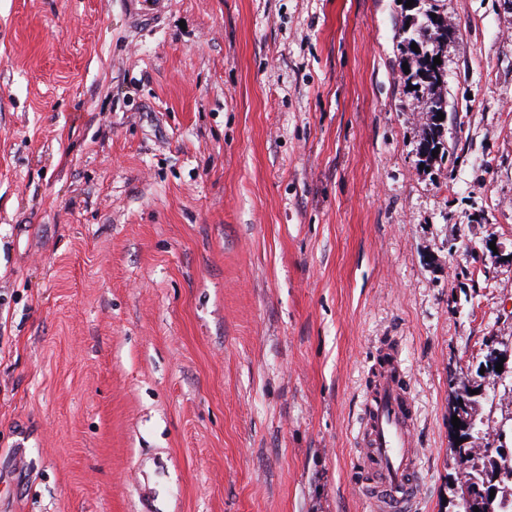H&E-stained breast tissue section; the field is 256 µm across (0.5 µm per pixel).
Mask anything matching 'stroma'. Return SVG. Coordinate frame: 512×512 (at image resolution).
<instances>
[{"mask_svg":"<svg viewBox=\"0 0 512 512\" xmlns=\"http://www.w3.org/2000/svg\"><path fill=\"white\" fill-rule=\"evenodd\" d=\"M445 12L424 170L397 0H0V512H368L387 343L463 512L457 391L512 450V0Z\"/></svg>","mask_w":512,"mask_h":512,"instance_id":"35a3bbf8","label":"stroma"}]
</instances>
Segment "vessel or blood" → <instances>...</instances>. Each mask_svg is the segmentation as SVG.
Instances as JSON below:
<instances>
[{
  "label": "vessel or blood",
  "instance_id": "1",
  "mask_svg": "<svg viewBox=\"0 0 512 512\" xmlns=\"http://www.w3.org/2000/svg\"><path fill=\"white\" fill-rule=\"evenodd\" d=\"M414 405L392 347L374 366L358 438L372 512H415L422 482L413 448Z\"/></svg>",
  "mask_w": 512,
  "mask_h": 512
}]
</instances>
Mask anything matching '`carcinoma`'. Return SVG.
I'll list each match as a JSON object with an SVG mask.
<instances>
[{
  "instance_id": "cac0c4a2",
  "label": "carcinoma",
  "mask_w": 512,
  "mask_h": 512,
  "mask_svg": "<svg viewBox=\"0 0 512 512\" xmlns=\"http://www.w3.org/2000/svg\"><path fill=\"white\" fill-rule=\"evenodd\" d=\"M441 0H427V3L418 7L415 11L416 21L411 28L401 27L398 37L399 47L405 55L404 62L408 63L409 73L402 74L404 84L410 88L413 99L423 105L428 116V122L422 130L418 148L422 156L420 162L429 168L435 158L432 152L439 151L446 154L441 135V124L437 121V114H447V102L441 89L445 84V68L438 70L432 68L434 58L439 55L440 47L455 39L457 30L448 27L441 13ZM417 44L420 52L411 49V44ZM428 74V78H420V73ZM458 404L453 407V414L461 421V436H471L472 419L468 413L470 403V391L465 389L456 395ZM512 481V466L501 467L496 462H490V470H478L471 468L466 472L465 481L461 485V494L465 495L464 512H474L479 508L480 512H503V500H494L481 493L485 486L492 485L496 478Z\"/></svg>"
}]
</instances>
